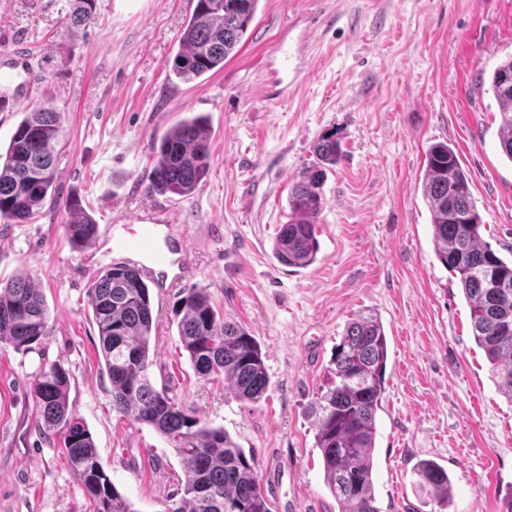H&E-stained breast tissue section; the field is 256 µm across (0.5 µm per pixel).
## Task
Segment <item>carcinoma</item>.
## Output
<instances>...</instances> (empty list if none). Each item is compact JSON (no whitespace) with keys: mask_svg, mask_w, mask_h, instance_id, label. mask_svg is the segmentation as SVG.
I'll return each instance as SVG.
<instances>
[{"mask_svg":"<svg viewBox=\"0 0 512 512\" xmlns=\"http://www.w3.org/2000/svg\"><path fill=\"white\" fill-rule=\"evenodd\" d=\"M99 0H74L69 23L84 26ZM259 0H196L181 36L172 72L192 81L224 69L248 32ZM488 92L501 116L499 146L512 162V54L487 78ZM63 114L35 106L18 123L6 151H0V219L30 224L56 201V158ZM208 117L174 124L152 144L153 166L146 189L159 195H192L210 167ZM316 160L296 176L288 193V221L273 244L276 260L307 267L316 260V224L323 184L342 155L334 133L313 146ZM422 192L431 213L433 241L441 263L462 288L470 307L472 333L512 400V260L499 256L481 236L482 217L471 181L448 144L427 152ZM65 230L83 246L96 237L97 223L77 201L66 205ZM100 353L112 382L113 407L128 420L147 425L177 452L186 480L163 512H271L261 490L254 457L246 455L222 427H212L174 402L149 375L154 308L140 270L116 264L100 272L88 289ZM181 347L202 378H224L235 398L256 403L269 387L257 340L240 323L224 317L204 288H192L179 301ZM49 309L29 276L0 285V345L28 350L46 335ZM388 343L372 315L349 321L336 343L328 383L309 403L324 480L338 512H380L373 481L377 412L385 386ZM69 378L52 366L32 383L39 427L60 435L73 475L83 486L91 512H134L105 474L85 423L68 405ZM415 484L437 506L450 505L448 470L434 460L414 467Z\"/></svg>","mask_w":512,"mask_h":512,"instance_id":"obj_1","label":"carcinoma"}]
</instances>
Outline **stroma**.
<instances>
[{"label": "stroma", "mask_w": 512, "mask_h": 512, "mask_svg": "<svg viewBox=\"0 0 512 512\" xmlns=\"http://www.w3.org/2000/svg\"><path fill=\"white\" fill-rule=\"evenodd\" d=\"M196 0H101L80 30L71 0H0V145L28 107L62 112L56 203L30 224L0 223V283L32 275L49 309L41 342L0 348V512H88L59 439L41 432L31 386L44 368L70 377L69 403L134 512H162L185 474L167 441L112 405L87 290L121 263L106 228L160 208L172 227L148 278L157 315L150 376L185 412L224 428L253 455L272 512H337L307 404L327 379L346 324L371 314L388 341L373 479L381 512H439L413 485L431 459L451 478L449 512H502L512 492V400L472 335L470 308L438 259L422 194L426 152L448 143L471 180L482 237L512 257V161L480 75L512 53V0H260L222 71L185 83L172 72ZM288 50L287 97L262 64ZM208 116L211 166L188 197L148 193L151 145L180 119ZM335 133L340 161L323 187L310 266L281 265L274 239L288 191ZM99 225L75 245L65 206ZM204 288L261 349L269 387L242 402L194 372L177 335L178 302Z\"/></svg>", "instance_id": "1"}]
</instances>
